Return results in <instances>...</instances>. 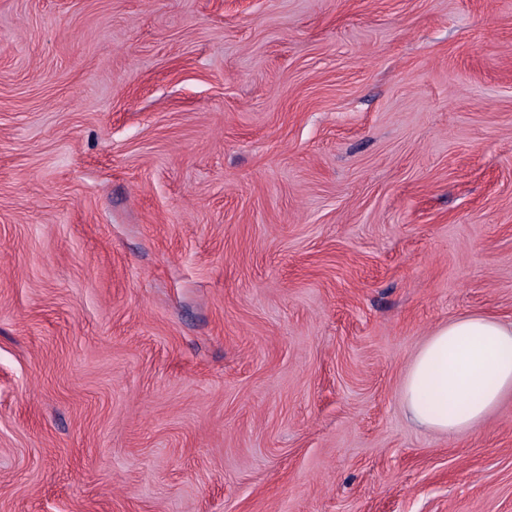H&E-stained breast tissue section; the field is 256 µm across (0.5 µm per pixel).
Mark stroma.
<instances>
[{"label":"stroma","mask_w":512,"mask_h":512,"mask_svg":"<svg viewBox=\"0 0 512 512\" xmlns=\"http://www.w3.org/2000/svg\"><path fill=\"white\" fill-rule=\"evenodd\" d=\"M512 0H0V512H512ZM512 393V323L462 316L415 353L401 400L415 423L445 435L475 429Z\"/></svg>","instance_id":"obj_1"}]
</instances>
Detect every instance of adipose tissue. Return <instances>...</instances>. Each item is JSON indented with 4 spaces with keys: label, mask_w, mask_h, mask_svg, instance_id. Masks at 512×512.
I'll list each match as a JSON object with an SVG mask.
<instances>
[{
    "label": "adipose tissue",
    "mask_w": 512,
    "mask_h": 512,
    "mask_svg": "<svg viewBox=\"0 0 512 512\" xmlns=\"http://www.w3.org/2000/svg\"><path fill=\"white\" fill-rule=\"evenodd\" d=\"M512 393V323L462 316L439 327L415 353L401 400L430 430L475 429Z\"/></svg>",
    "instance_id": "adipose-tissue-1"
}]
</instances>
